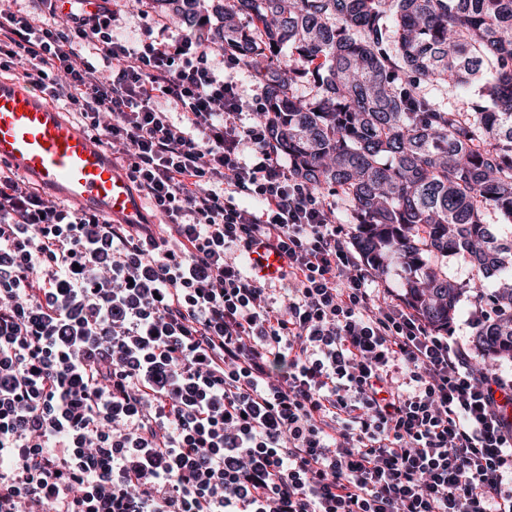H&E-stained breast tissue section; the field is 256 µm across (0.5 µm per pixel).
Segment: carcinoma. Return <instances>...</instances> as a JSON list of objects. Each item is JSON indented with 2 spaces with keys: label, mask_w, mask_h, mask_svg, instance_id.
Listing matches in <instances>:
<instances>
[{
  "label": "carcinoma",
  "mask_w": 512,
  "mask_h": 512,
  "mask_svg": "<svg viewBox=\"0 0 512 512\" xmlns=\"http://www.w3.org/2000/svg\"><path fill=\"white\" fill-rule=\"evenodd\" d=\"M151 2L257 70L278 153L306 185L342 192L364 262L403 268L405 299L438 331L466 293L496 298L503 312L472 343L512 359V236L493 224L512 223V0ZM477 82L485 104L461 109L420 90ZM449 256L494 284L458 282Z\"/></svg>",
  "instance_id": "1"
}]
</instances>
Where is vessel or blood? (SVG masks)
<instances>
[{
	"mask_svg": "<svg viewBox=\"0 0 512 512\" xmlns=\"http://www.w3.org/2000/svg\"><path fill=\"white\" fill-rule=\"evenodd\" d=\"M0 160L106 221H143L140 197L103 145L21 79H0Z\"/></svg>",
	"mask_w": 512,
	"mask_h": 512,
	"instance_id": "1",
	"label": "vessel or blood"
}]
</instances>
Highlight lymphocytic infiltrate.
I'll return each mask as SVG.
<instances>
[{
    "label": "lymphocytic infiltrate",
    "mask_w": 512,
    "mask_h": 512,
    "mask_svg": "<svg viewBox=\"0 0 512 512\" xmlns=\"http://www.w3.org/2000/svg\"><path fill=\"white\" fill-rule=\"evenodd\" d=\"M30 2L0 10V73L68 109L161 221L0 166V512H512V379L360 263L265 95L199 35H120L111 0Z\"/></svg>",
    "instance_id": "lymphocytic-infiltrate-1"
}]
</instances>
